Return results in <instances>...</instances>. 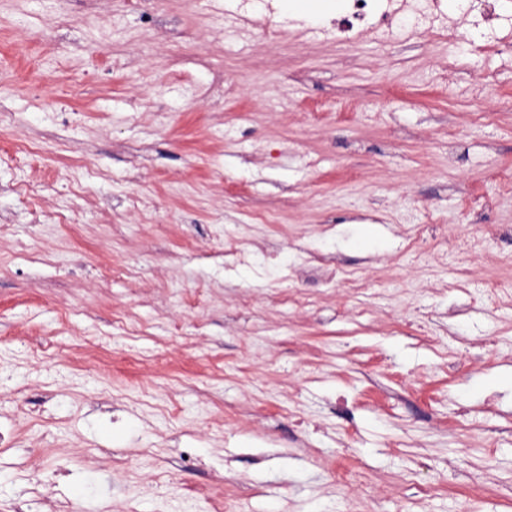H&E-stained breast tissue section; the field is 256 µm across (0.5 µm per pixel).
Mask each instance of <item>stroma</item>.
Wrapping results in <instances>:
<instances>
[{
  "mask_svg": "<svg viewBox=\"0 0 512 512\" xmlns=\"http://www.w3.org/2000/svg\"><path fill=\"white\" fill-rule=\"evenodd\" d=\"M279 4L0 0V512H512V26ZM362 2V5H359ZM443 0H347L343 17L336 29V41H352L366 31L382 30L386 35L392 33L394 19L405 8L415 21V27L434 33L438 30L452 31L453 40L465 41V33H457L447 26L448 15L443 11ZM394 7V5H398Z\"/></svg>",
  "mask_w": 512,
  "mask_h": 512,
  "instance_id": "stroma-1",
  "label": "stroma"
}]
</instances>
